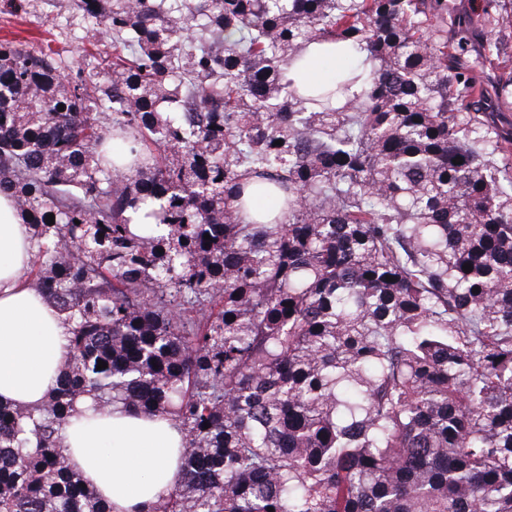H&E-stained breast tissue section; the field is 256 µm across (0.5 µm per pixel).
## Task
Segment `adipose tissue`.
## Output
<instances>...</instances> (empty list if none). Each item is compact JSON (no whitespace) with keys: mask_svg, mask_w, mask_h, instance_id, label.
Instances as JSON below:
<instances>
[{"mask_svg":"<svg viewBox=\"0 0 512 512\" xmlns=\"http://www.w3.org/2000/svg\"><path fill=\"white\" fill-rule=\"evenodd\" d=\"M32 229L9 193L0 192V402L35 408L57 385L69 327L25 283ZM71 466L113 512H139L174 485L184 438L168 416L79 404L63 428Z\"/></svg>","mask_w":512,"mask_h":512,"instance_id":"1","label":"adipose tissue"}]
</instances>
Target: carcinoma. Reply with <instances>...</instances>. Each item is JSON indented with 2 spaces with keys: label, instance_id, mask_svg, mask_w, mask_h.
Wrapping results in <instances>:
<instances>
[{
  "label": "carcinoma",
  "instance_id": "cac0c4a2",
  "mask_svg": "<svg viewBox=\"0 0 512 512\" xmlns=\"http://www.w3.org/2000/svg\"><path fill=\"white\" fill-rule=\"evenodd\" d=\"M73 3L109 78L0 43V191L71 324L54 393L0 404V512H112L64 453L83 400L184 431L140 512H512V138L479 77L512 0L475 61L448 0ZM312 43L353 62L288 78Z\"/></svg>",
  "mask_w": 512,
  "mask_h": 512
}]
</instances>
